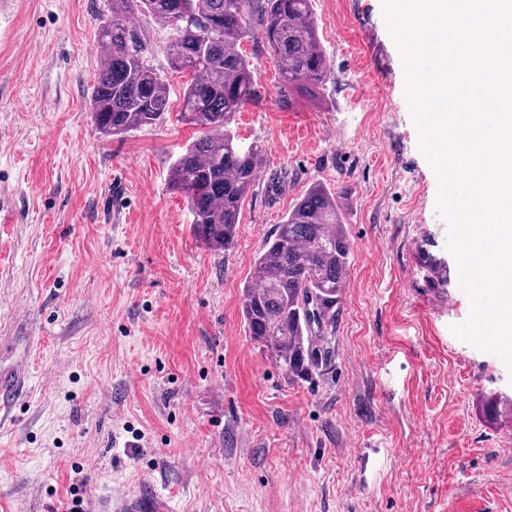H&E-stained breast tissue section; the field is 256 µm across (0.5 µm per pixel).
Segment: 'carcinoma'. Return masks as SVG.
I'll list each match as a JSON object with an SVG mask.
<instances>
[{
    "mask_svg": "<svg viewBox=\"0 0 512 512\" xmlns=\"http://www.w3.org/2000/svg\"><path fill=\"white\" fill-rule=\"evenodd\" d=\"M98 40L104 48L90 96L100 133L123 137L169 115L167 80L152 45L126 20L143 12L170 30V69L188 76L179 117L202 135L174 161L169 182L188 199L194 235L221 251L237 236L244 199L263 166L257 142L242 141L233 117L258 93L244 45L255 37L283 64L280 101L323 89L330 62L312 0H108ZM352 243L336 194L313 185L267 239L241 292L252 343L289 383L310 382L330 365Z\"/></svg>",
    "mask_w": 512,
    "mask_h": 512,
    "instance_id": "carcinoma-1",
    "label": "carcinoma"
}]
</instances>
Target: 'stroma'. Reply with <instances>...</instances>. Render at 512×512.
I'll list each match as a JSON object with an SVG mask.
<instances>
[{
	"mask_svg": "<svg viewBox=\"0 0 512 512\" xmlns=\"http://www.w3.org/2000/svg\"><path fill=\"white\" fill-rule=\"evenodd\" d=\"M331 61L320 98L260 94L233 118L264 163L234 245L196 239L168 185L197 127L166 29L137 15L172 114L123 138L88 102L105 0H0V365L26 394L0 417V512H63L150 477L172 512H512V376L456 338L470 309L437 180L417 146L381 0H312ZM353 253L336 355L289 384L250 341L256 254L316 183ZM448 260L439 286L427 256Z\"/></svg>",
	"mask_w": 512,
	"mask_h": 512,
	"instance_id": "35a3bbf8",
	"label": "stroma"
}]
</instances>
